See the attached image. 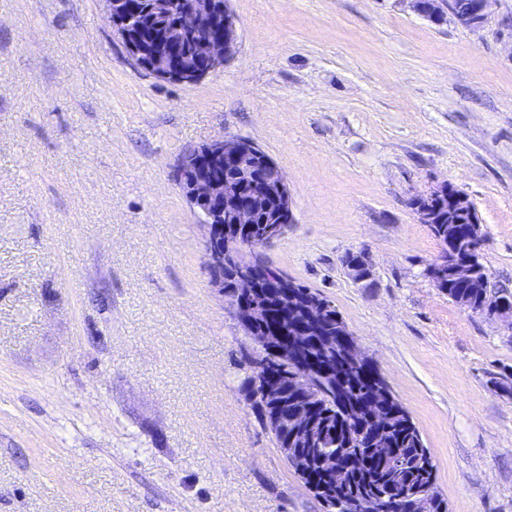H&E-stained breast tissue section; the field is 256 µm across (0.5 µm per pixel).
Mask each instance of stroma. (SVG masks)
Returning <instances> with one entry per match:
<instances>
[{"label": "stroma", "instance_id": "obj_1", "mask_svg": "<svg viewBox=\"0 0 512 512\" xmlns=\"http://www.w3.org/2000/svg\"><path fill=\"white\" fill-rule=\"evenodd\" d=\"M229 7L234 55L187 84L138 68L103 0H0V512H323L242 387L256 345L175 181L222 136L283 172L292 222L256 252L336 306L448 512H512V332L435 287L411 205L467 194L512 290V0L478 29L411 0Z\"/></svg>", "mask_w": 512, "mask_h": 512}]
</instances>
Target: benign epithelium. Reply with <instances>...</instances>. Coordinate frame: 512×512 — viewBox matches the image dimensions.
Masks as SVG:
<instances>
[{
    "label": "benign epithelium",
    "mask_w": 512,
    "mask_h": 512,
    "mask_svg": "<svg viewBox=\"0 0 512 512\" xmlns=\"http://www.w3.org/2000/svg\"><path fill=\"white\" fill-rule=\"evenodd\" d=\"M106 3V18L114 32L121 38L134 63L152 76L164 80L194 83L224 67L234 53L238 39V26L228 0H156L155 5L175 15L176 29L161 43L147 45L130 34L132 4L127 0H103ZM437 20L450 13L456 23L466 28L482 27L495 16L498 0H468L460 12L452 9V0H433ZM259 158L256 146L242 139L216 138L205 144L195 156L185 155L177 170V181L185 198L196 211L207 214L205 249L211 270L224 264V249L215 245L216 234L224 232V224H234L247 229L256 224L254 198L244 195L245 179ZM279 190V211L291 213L288 184L278 168H272ZM469 215L470 223L479 225L478 216L472 214L469 197L458 191L453 203L448 206V223H458V217ZM259 288V279L254 270L240 268L236 295L239 320L253 329L264 316L265 309L250 302ZM278 307L293 308L299 300L291 287L278 285L269 290ZM309 325L299 335L284 339L267 335L258 337L259 353L254 356V367L266 366V353L278 358L281 375L285 380L274 378L266 386L264 400L273 405H283L293 400L295 413L286 428V447L283 456H292L303 463L304 452L317 433V422L309 412L314 385L317 380L332 379L336 371L353 369L362 374L375 375L376 367L362 354L348 327L343 326L331 339L336 348L337 366L318 370L308 363L299 351L301 335L325 324L327 306L313 301L306 308Z\"/></svg>",
    "instance_id": "obj_1"
}]
</instances>
